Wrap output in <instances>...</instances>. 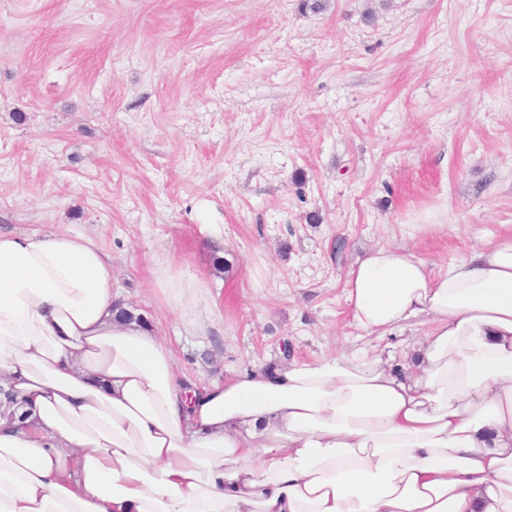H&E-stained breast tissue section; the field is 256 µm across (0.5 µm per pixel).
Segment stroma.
<instances>
[{"label": "stroma", "mask_w": 512, "mask_h": 512, "mask_svg": "<svg viewBox=\"0 0 512 512\" xmlns=\"http://www.w3.org/2000/svg\"><path fill=\"white\" fill-rule=\"evenodd\" d=\"M322 4L0 0V230L94 238L203 382L360 347L401 370L425 328H355L356 259L437 271L512 227V0ZM160 290L163 293V304L170 310L184 307L195 295V288L199 286L192 281H184L181 278L171 275L168 270L162 271L157 278Z\"/></svg>", "instance_id": "obj_1"}]
</instances>
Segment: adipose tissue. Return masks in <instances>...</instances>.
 Here are the masks:
<instances>
[{
	"label": "adipose tissue",
	"mask_w": 512,
	"mask_h": 512,
	"mask_svg": "<svg viewBox=\"0 0 512 512\" xmlns=\"http://www.w3.org/2000/svg\"><path fill=\"white\" fill-rule=\"evenodd\" d=\"M345 298L367 335L426 325L410 373L192 382L93 238L0 232V512H512V229L438 272L370 248Z\"/></svg>",
	"instance_id": "obj_1"
}]
</instances>
